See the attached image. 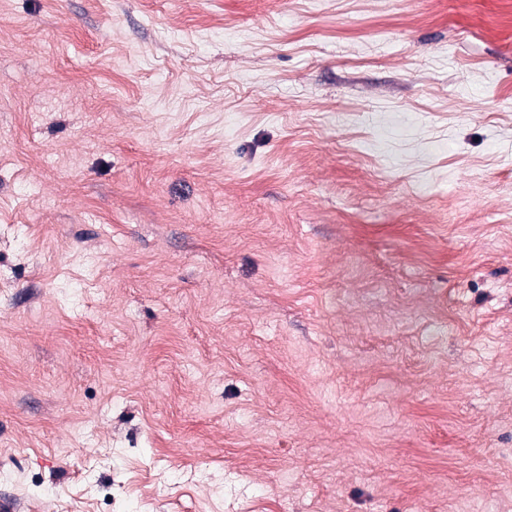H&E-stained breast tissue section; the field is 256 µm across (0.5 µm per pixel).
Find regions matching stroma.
Listing matches in <instances>:
<instances>
[{
	"label": "stroma",
	"instance_id": "stroma-1",
	"mask_svg": "<svg viewBox=\"0 0 512 512\" xmlns=\"http://www.w3.org/2000/svg\"><path fill=\"white\" fill-rule=\"evenodd\" d=\"M3 497L512 512V0H7Z\"/></svg>",
	"mask_w": 512,
	"mask_h": 512
}]
</instances>
